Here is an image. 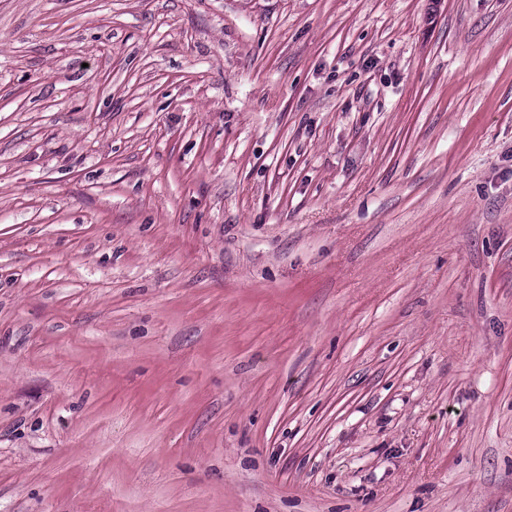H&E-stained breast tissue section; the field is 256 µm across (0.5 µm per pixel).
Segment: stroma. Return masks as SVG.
<instances>
[{
  "label": "stroma",
  "instance_id": "stroma-1",
  "mask_svg": "<svg viewBox=\"0 0 512 512\" xmlns=\"http://www.w3.org/2000/svg\"><path fill=\"white\" fill-rule=\"evenodd\" d=\"M0 512H512V0H0Z\"/></svg>",
  "mask_w": 512,
  "mask_h": 512
}]
</instances>
